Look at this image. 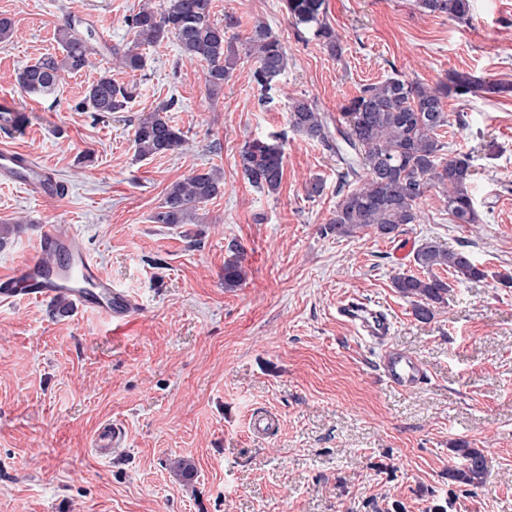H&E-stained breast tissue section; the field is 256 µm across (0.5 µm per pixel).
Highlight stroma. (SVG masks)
<instances>
[{
  "label": "stroma",
  "instance_id": "obj_1",
  "mask_svg": "<svg viewBox=\"0 0 512 512\" xmlns=\"http://www.w3.org/2000/svg\"><path fill=\"white\" fill-rule=\"evenodd\" d=\"M165 4L0 0L16 29L0 43V96L26 117L21 130L0 128V145L35 154L72 187L39 201L0 184V222L22 226L0 249V269L33 257L40 225L61 224L138 304L118 333L102 316L62 314L51 302L0 305V512H512V287L496 278L512 272V0H471L464 21L421 12L415 0H326L325 20L345 45L339 59L289 21L282 0H212L215 20H234L239 55L212 99L205 64L182 61L172 38L144 48L143 70L112 68V48L134 38L126 16ZM69 16L109 27L111 48L53 92L25 94L16 71L61 54L57 28ZM259 21L288 54L264 102L248 54ZM108 69L137 96L102 116L83 99ZM453 71L510 87L444 101L464 119L441 135L471 159L481 223H454L432 190L421 222L394 237L330 232L342 168L289 127L291 99L336 119L363 84L398 73L433 86ZM160 108L188 144L138 158L134 127ZM273 134L284 170L268 194L243 176L238 154ZM210 167L224 192L204 205V223H152L171 183ZM316 176L325 188L311 198ZM426 239L469 249L488 275L453 283L447 306L424 323L391 278L416 273ZM235 253L247 277L229 291L224 263ZM348 297L388 312L391 341L419 362L422 386L402 392L379 378L377 348L336 313ZM264 413L274 429L252 430ZM106 423L125 440L102 459L92 442ZM459 439L487 459L480 486L448 477ZM179 459L190 476L173 471Z\"/></svg>",
  "mask_w": 512,
  "mask_h": 512
}]
</instances>
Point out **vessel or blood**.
<instances>
[{"instance_id": "obj_1", "label": "vessel or blood", "mask_w": 512, "mask_h": 512, "mask_svg": "<svg viewBox=\"0 0 512 512\" xmlns=\"http://www.w3.org/2000/svg\"><path fill=\"white\" fill-rule=\"evenodd\" d=\"M0 180L15 183L35 197L58 199L69 192L68 186L33 155L8 147H0ZM34 248L35 257L16 268L0 271L1 305L20 297L29 301L67 297L75 300L83 312L104 316L118 325L132 318L137 309L134 299L100 274L97 260L77 236L47 224L36 238ZM336 311L345 323L360 330L379 349L381 376L389 385L410 391L423 383L424 372L415 358L390 344L392 324L382 310L352 297L342 300ZM123 439L122 430L109 423L98 429L93 447L105 459L111 457L113 448L119 447Z\"/></svg>"}]
</instances>
